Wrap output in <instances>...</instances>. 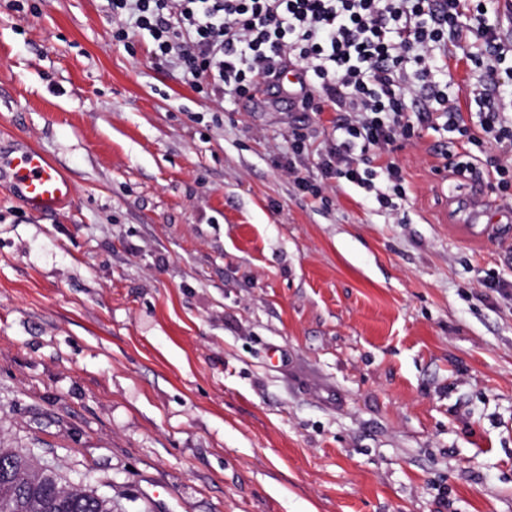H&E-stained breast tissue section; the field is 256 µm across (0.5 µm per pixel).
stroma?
Returning a JSON list of instances; mask_svg holds the SVG:
<instances>
[{
  "mask_svg": "<svg viewBox=\"0 0 512 512\" xmlns=\"http://www.w3.org/2000/svg\"><path fill=\"white\" fill-rule=\"evenodd\" d=\"M112 28L0 0V149L73 184L44 215L0 180V448L114 512H512V198L430 136L397 210L312 197L286 92L216 99Z\"/></svg>",
  "mask_w": 512,
  "mask_h": 512,
  "instance_id": "35a3bbf8",
  "label": "stroma"
}]
</instances>
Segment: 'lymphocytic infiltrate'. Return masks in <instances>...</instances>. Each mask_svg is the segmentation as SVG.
<instances>
[{
	"label": "lymphocytic infiltrate",
	"mask_w": 512,
	"mask_h": 512,
	"mask_svg": "<svg viewBox=\"0 0 512 512\" xmlns=\"http://www.w3.org/2000/svg\"><path fill=\"white\" fill-rule=\"evenodd\" d=\"M123 42L130 29L148 32L158 61H177L188 79L207 77L212 96L250 94L294 70V106L335 111L330 146L317 153L321 183L302 181L321 195L325 182L372 189L378 175L392 184L377 197L392 207L404 194L391 155L422 134L455 133L469 149L445 152L455 176L512 190V101L494 97L499 66L512 43L487 24L478 0H108ZM470 33L480 49L463 58L479 71L484 110L465 119L446 84L447 47ZM493 143L491 162L472 147Z\"/></svg>",
	"instance_id": "f902f5d3"
}]
</instances>
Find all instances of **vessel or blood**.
<instances>
[{
    "label": "vessel or blood",
    "instance_id": "obj_1",
    "mask_svg": "<svg viewBox=\"0 0 512 512\" xmlns=\"http://www.w3.org/2000/svg\"><path fill=\"white\" fill-rule=\"evenodd\" d=\"M0 171L8 173L10 184L34 212H55L72 196L70 180L31 146L9 154L0 153Z\"/></svg>",
    "mask_w": 512,
    "mask_h": 512
}]
</instances>
